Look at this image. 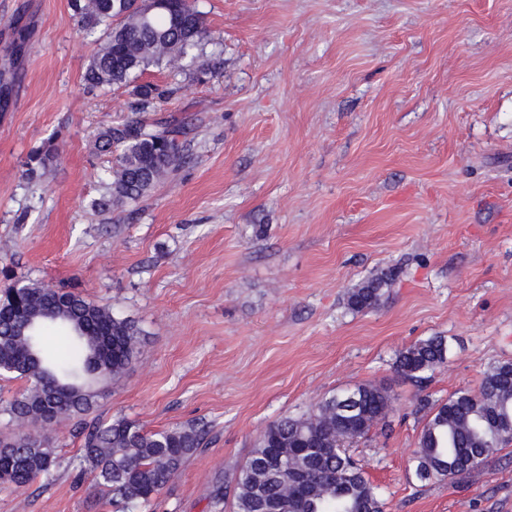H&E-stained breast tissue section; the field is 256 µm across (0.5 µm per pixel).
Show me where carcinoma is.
Instances as JSON below:
<instances>
[{"label": "carcinoma", "mask_w": 512, "mask_h": 512, "mask_svg": "<svg viewBox=\"0 0 512 512\" xmlns=\"http://www.w3.org/2000/svg\"><path fill=\"white\" fill-rule=\"evenodd\" d=\"M79 24L88 34L101 33L84 80L91 89L133 86L137 101L131 115L104 128L97 151L115 155L99 175L108 203L135 205L155 184L186 159L185 123L167 121L156 127L143 113L166 99L167 92L138 79L151 69L172 71L194 67L204 75L211 60L196 50L204 42L219 43L192 0H167V9L149 16L133 8V0H72ZM52 145L34 150L30 174L44 167ZM393 271L383 270L350 292V308L363 311L380 305ZM36 326V343L49 330L63 338L64 355L49 358L35 347L32 357L28 328ZM143 331L131 316L113 313L84 296L63 288L28 281L0 295V374L26 382L3 409L9 424L49 426L54 419L75 421L82 437L81 465L95 483L128 506L158 494L202 447L204 429L195 425L146 432L127 419L87 422L103 391L93 388L85 372L103 378L118 376L133 363ZM448 343L430 336L400 351L395 370L420 382L446 362ZM387 390L374 384L333 393L306 413L283 417L266 427L242 466L235 484L236 512H385L377 487L341 448L386 423ZM512 434V363L486 372L478 391L460 390L429 406L415 455L420 480L470 477V461L487 459ZM276 456L285 473L265 468ZM55 452L48 436L18 434L0 439V487L23 488L49 478Z\"/></svg>", "instance_id": "cac0c4a2"}]
</instances>
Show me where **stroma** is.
<instances>
[{
    "instance_id": "obj_1",
    "label": "stroma",
    "mask_w": 512,
    "mask_h": 512,
    "mask_svg": "<svg viewBox=\"0 0 512 512\" xmlns=\"http://www.w3.org/2000/svg\"><path fill=\"white\" fill-rule=\"evenodd\" d=\"M220 44L150 120L190 118L188 157L134 210L100 211L113 158L100 131L127 88L86 90L94 46L70 0H0V290L75 289L144 332L93 413L147 431L198 424L204 444L135 512H234L215 481L274 421L360 384L387 388L390 425L349 441L385 512H512V442L469 480H418V402L478 391L512 362V0H196ZM25 33H18V26ZM21 54H13L17 38ZM54 139L56 157L28 176ZM382 304L351 310L383 269ZM430 336L448 359L417 387L397 354ZM57 466L0 512H126L77 465L72 420Z\"/></svg>"
}]
</instances>
